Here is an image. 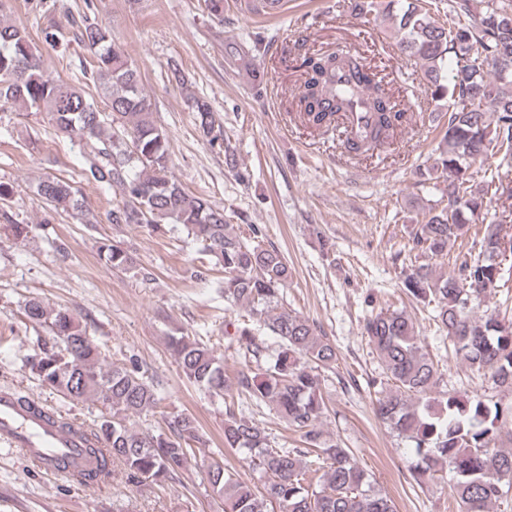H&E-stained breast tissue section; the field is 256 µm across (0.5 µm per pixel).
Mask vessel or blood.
I'll list each match as a JSON object with an SVG mask.
<instances>
[{
	"mask_svg": "<svg viewBox=\"0 0 512 512\" xmlns=\"http://www.w3.org/2000/svg\"><path fill=\"white\" fill-rule=\"evenodd\" d=\"M0 447L20 451L39 469L60 472L61 461L84 465L79 442L46 418L25 414L9 391H0Z\"/></svg>",
	"mask_w": 512,
	"mask_h": 512,
	"instance_id": "b4317fda",
	"label": "vessel or blood"
}]
</instances>
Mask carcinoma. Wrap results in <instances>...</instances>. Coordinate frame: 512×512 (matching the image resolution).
<instances>
[{
	"label": "carcinoma",
	"mask_w": 512,
	"mask_h": 512,
	"mask_svg": "<svg viewBox=\"0 0 512 512\" xmlns=\"http://www.w3.org/2000/svg\"><path fill=\"white\" fill-rule=\"evenodd\" d=\"M359 16L392 21L399 46L424 72L427 91L448 100V126L432 170L448 184L447 194L428 209L409 251L416 263L404 275L409 295L436 304V321L455 354L471 368L512 389V321L480 314L487 296L502 282L504 257L512 258V236L497 226L477 227L484 200L512 197L498 169L484 171L479 185L470 168L495 152L512 167V0H448L440 16L424 0H350ZM81 42L93 56L92 81L106 98L109 112L98 109L82 89L43 67L25 27L0 21V110L19 107L45 112L57 130L82 144L80 176L109 189L123 201L112 209L114 224L182 225L187 234L224 272V299L244 304L280 340V350L258 372H238L235 385L256 402L275 409L288 426L302 433L305 447L274 448L252 420L225 412L224 445L245 454L252 469L267 476L257 495L223 464L208 466L209 484L224 499V512H395L393 500L375 489L350 449L320 430L323 415L318 369L336 362V350L307 320L281 304V290L292 271L276 249L249 242L226 222L224 210L186 191L169 171L170 140L154 119L137 68L112 39L108 26L85 22ZM298 69L303 77L297 103L299 119L309 128L339 130L345 148L366 158L395 144L409 120L407 109L384 78L350 53L307 52ZM199 130L212 144L224 141L209 103L193 100ZM38 194L61 212L80 211L82 197L74 182L43 178ZM479 247L478 258L454 264L435 276L428 260L449 256L454 246ZM111 268L130 264L128 253L108 239L98 246ZM30 322L49 335L37 337L39 357L28 362L43 385L67 397L93 399L104 407L95 427L81 435L83 454L93 463L73 474L80 483L105 484L112 460L121 461L135 479L163 483L185 469L202 442L191 415L169 422L170 433L145 434L127 420L156 404L154 390L137 368L107 362L102 347L68 309L40 299L25 305ZM364 331L383 367L379 419L415 445V478L453 474L451 497L457 512H492L512 487V448L497 445L512 438V405L483 395L459 398L438 392L441 373L424 351L404 311H380L366 319ZM170 350L184 376L221 396L227 386L224 367L213 351L189 336L170 338ZM315 452L316 469L305 458Z\"/></svg>",
	"instance_id": "1"
}]
</instances>
